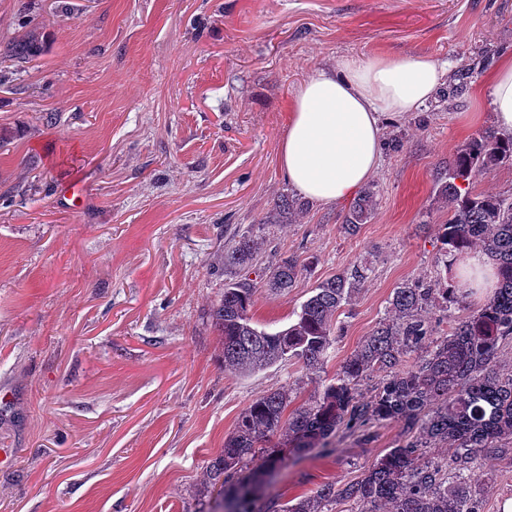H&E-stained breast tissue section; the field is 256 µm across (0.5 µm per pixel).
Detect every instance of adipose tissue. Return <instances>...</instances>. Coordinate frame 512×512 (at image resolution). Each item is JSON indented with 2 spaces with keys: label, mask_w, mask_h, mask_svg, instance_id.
I'll return each instance as SVG.
<instances>
[{
  "label": "adipose tissue",
  "mask_w": 512,
  "mask_h": 512,
  "mask_svg": "<svg viewBox=\"0 0 512 512\" xmlns=\"http://www.w3.org/2000/svg\"><path fill=\"white\" fill-rule=\"evenodd\" d=\"M445 64L428 56L344 57L298 87L280 141L279 167L301 195L329 205L353 196L378 168L382 119L417 111L445 83ZM492 116L512 133V56L480 85Z\"/></svg>",
  "instance_id": "ef3b65f1"
}]
</instances>
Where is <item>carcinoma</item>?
<instances>
[{"instance_id":"obj_1","label":"carcinoma","mask_w":512,"mask_h":512,"mask_svg":"<svg viewBox=\"0 0 512 512\" xmlns=\"http://www.w3.org/2000/svg\"><path fill=\"white\" fill-rule=\"evenodd\" d=\"M29 31L0 43V57L29 63L44 49L35 18L22 21ZM512 163V135L487 131L471 139L439 177V195L448 200V222L441 225L437 276L394 290L395 318L381 322L344 361L340 372L311 401L288 409V393L272 389L238 416L224 448L208 466L206 491L229 498L233 512H331L329 506L356 503L389 506V512H484L473 485L475 463L487 455L512 453V373L497 370L501 343L512 339V197L476 194L472 179ZM376 205V192L363 191L349 206L342 228L356 234ZM294 212L282 197L268 224H282ZM473 249L497 268L492 295L468 317L455 315L467 295L466 284L448 279V270ZM224 262L259 268L257 243L235 232L224 241ZM304 269L298 259L280 258L265 286L284 291L296 286ZM370 267L352 268L320 282L301 305L297 319L275 333L258 329L250 317L256 284L224 283L211 317L220 333L224 365L250 374L292 359L320 370L332 346L336 311L368 279ZM448 334L435 341V323ZM420 356L410 363L407 356ZM395 421L404 438L379 457L363 478L342 486L325 482L289 504L255 494L265 476L285 463L286 453L317 449L333 452L339 432L374 441L371 424ZM451 447L449 459L420 463L428 448Z\"/></svg>"}]
</instances>
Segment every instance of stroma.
<instances>
[{
    "label": "stroma",
    "instance_id": "35a3bbf8",
    "mask_svg": "<svg viewBox=\"0 0 512 512\" xmlns=\"http://www.w3.org/2000/svg\"><path fill=\"white\" fill-rule=\"evenodd\" d=\"M31 12L47 42L0 89V512H198L205 470L239 414L266 391L292 406L320 393L386 317L394 288L435 274L448 205L443 167L491 130L476 94L512 53V0H0V42ZM426 55L470 76L447 108L392 116L367 182L377 204L356 235L347 203H309L269 224L277 199L302 196L278 147L287 105L315 70L346 56ZM79 181L81 207L59 200ZM266 262L306 263L295 288L259 289L250 310L268 332L295 321L323 280L355 263L372 274L337 312L322 370L296 361L251 375L225 368L211 318L231 228ZM344 438L335 452L287 462L260 499L289 501L357 480L400 439ZM484 512L512 497V454L481 460Z\"/></svg>",
    "mask_w": 512,
    "mask_h": 512
}]
</instances>
